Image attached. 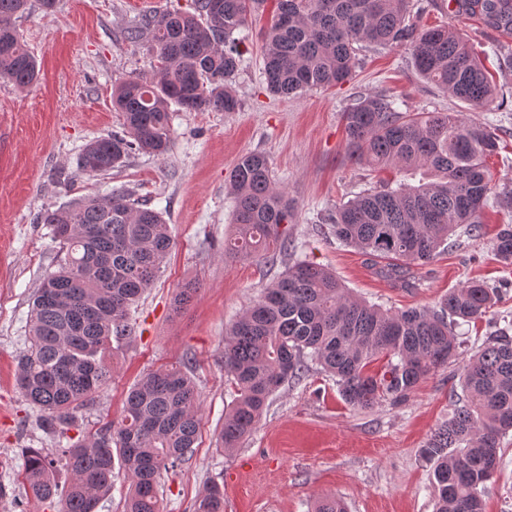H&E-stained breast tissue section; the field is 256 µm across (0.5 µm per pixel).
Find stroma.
Listing matches in <instances>:
<instances>
[{"label": "stroma", "mask_w": 512, "mask_h": 512, "mask_svg": "<svg viewBox=\"0 0 512 512\" xmlns=\"http://www.w3.org/2000/svg\"><path fill=\"white\" fill-rule=\"evenodd\" d=\"M416 25L455 22L470 40L503 98L502 107L473 110L424 81L407 47L363 48L349 83L288 98L268 93L262 77L261 31L269 13L249 17L235 78V112L173 111V143L161 157L132 152L121 168L88 176L77 158L90 141L123 133L112 89L149 76V39L120 37L138 14L189 9L191 0H57L39 5L17 27L40 66V78L21 90L0 79V473L10 474L28 448H53L56 437L36 425L37 413L19 393L17 358L27 346L30 299L56 268L55 243L40 211L81 196L130 188L162 211L175 246L159 277L132 311L134 340L114 359L111 382L78 423L93 430L119 420L130 387L160 368L193 364L201 396L200 431L192 458L161 476L163 512H194L205 485H224V512H308L320 497L342 499L348 512H433L430 464L421 450L453 411L463 365L482 344L489 323L461 326L458 359L428 376L400 406L369 410L345 403L334 380L311 368L283 386L239 448H217L215 433L233 391L224 373L226 328L283 271L261 259L228 261L234 199L227 177L243 154L269 156L276 185L295 210L288 232L294 258L325 266L354 295L386 309L430 308L467 282L503 287L493 319L512 322V266L495 257L501 225L512 223V202L490 198L479 237L460 236L434 262L417 266L419 285L403 288L377 274L367 256L325 232L339 203L368 188L372 178L351 157L343 113L358 97L391 95L403 112H459L495 130L500 149L488 161L496 185L512 186V35L482 20L454 16L450 0H416ZM192 283L197 291L181 311L173 302ZM500 466L485 497L486 512H512V433L501 438Z\"/></svg>", "instance_id": "stroma-1"}]
</instances>
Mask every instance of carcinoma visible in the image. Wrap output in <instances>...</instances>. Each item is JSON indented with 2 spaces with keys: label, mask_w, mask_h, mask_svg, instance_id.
<instances>
[{
  "label": "carcinoma",
  "mask_w": 512,
  "mask_h": 512,
  "mask_svg": "<svg viewBox=\"0 0 512 512\" xmlns=\"http://www.w3.org/2000/svg\"><path fill=\"white\" fill-rule=\"evenodd\" d=\"M274 2L262 54L266 87L275 96L351 81L358 51L369 44L407 46L422 79L473 109L496 102L498 91L460 30L408 22L412 0ZM264 3L192 0L190 11L135 17L122 37L135 43L150 36L156 71L116 87L112 104L126 135L87 144L79 170L104 175L136 149L165 155L172 143V104L183 112L237 111L232 82L242 58L235 34ZM28 6L29 0H0V79L19 88L39 77L15 25ZM453 13L512 34V0H454ZM344 120L355 161L374 171H421L427 182L363 191L336 207L329 232L384 262L380 273L388 280L414 288L411 268L432 263L458 227L479 236L493 193L487 159L498 152L497 135L459 112L403 113L386 95L359 97ZM228 184L234 229L224 241V259L258 256L274 264L288 256L294 209L275 185L269 157L240 156ZM40 223L51 228L58 265L33 296L17 384L39 411L37 426L58 444L50 451L26 449L16 482L41 502L60 500L62 512H96L119 469L128 483L124 512H160V476L189 460L198 436L201 399L191 368L146 373L128 392L120 422L75 436L70 431L111 381L110 355L135 335L131 310L174 246L169 224L127 188L47 209ZM493 250L512 266V224L501 225ZM496 296L498 289L470 281L449 289L434 308L391 311L353 296L332 271L294 261L225 331L224 372L235 397L224 412L218 447H239L271 397L304 380L311 363L335 379L354 408L405 403L421 380L458 358L455 327L487 317ZM377 361L380 369L370 370ZM462 388L454 413L423 449L433 466L435 512H484L482 493L499 466L500 438L512 430L508 329L493 331L464 365ZM195 512H224V485H207ZM313 512L346 507L323 497Z\"/></svg>",
  "instance_id": "carcinoma-1"
}]
</instances>
